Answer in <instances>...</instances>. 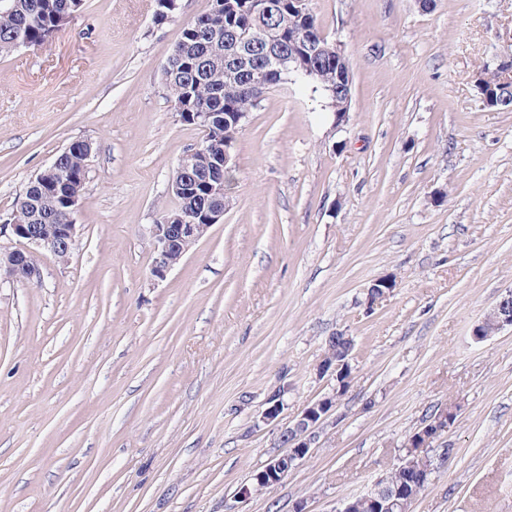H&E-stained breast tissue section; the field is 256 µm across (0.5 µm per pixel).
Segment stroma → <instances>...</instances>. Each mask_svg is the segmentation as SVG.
<instances>
[{
	"label": "stroma",
	"instance_id": "stroma-1",
	"mask_svg": "<svg viewBox=\"0 0 512 512\" xmlns=\"http://www.w3.org/2000/svg\"><path fill=\"white\" fill-rule=\"evenodd\" d=\"M179 4L158 24L154 0H86L48 45L0 57V216L69 143L94 146L69 259L0 278V512H336L449 407L411 512H512V329L472 336L512 291V111L474 83L512 39V0H310L349 58L348 121L271 89L237 136L223 223L157 280L153 226L202 136L163 68L211 0ZM339 333L353 379L316 448L240 498L330 392L317 367Z\"/></svg>",
	"mask_w": 512,
	"mask_h": 512
}]
</instances>
